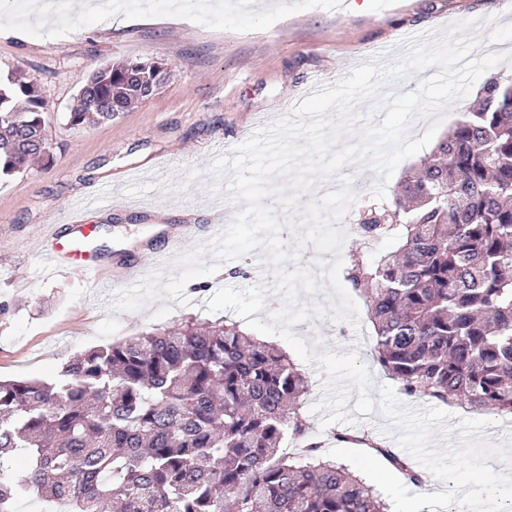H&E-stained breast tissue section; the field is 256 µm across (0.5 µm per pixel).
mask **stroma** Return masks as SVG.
<instances>
[{
    "label": "stroma",
    "mask_w": 512,
    "mask_h": 512,
    "mask_svg": "<svg viewBox=\"0 0 512 512\" xmlns=\"http://www.w3.org/2000/svg\"><path fill=\"white\" fill-rule=\"evenodd\" d=\"M112 0L130 22L107 26L103 18L68 13L38 19L19 32L0 30V74L38 84L44 100L48 160L0 183V378L53 381L61 366L88 348L151 328L206 318L207 299L219 288L249 287L246 278L199 276L188 281V305L157 300L134 311L115 312L121 289L116 268L135 260L142 275L163 270L162 225L206 223L216 202L232 221L242 204L224 197L225 181L208 170L211 160L246 141L260 126L284 114L314 91V80L334 82L378 54L395 55L417 33L459 20L495 16L505 0H370L366 11L347 0H197L192 18L173 23L165 0ZM152 58L170 77L154 97L120 119L74 127L67 115L92 72L105 65ZM109 185L121 208L89 211L97 225L88 244L114 270L100 283L82 268L48 275L42 270L44 225L65 221L70 208L96 185ZM359 327L328 319L294 326L306 341L326 349L357 352L374 386L392 385L374 359L375 331L366 301L354 294ZM311 389L302 407L311 436L323 448H356L361 435L405 456L395 433H383L380 414L356 423L321 427L311 407L321 396L315 365L300 363Z\"/></svg>",
    "instance_id": "1"
}]
</instances>
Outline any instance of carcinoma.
<instances>
[{"mask_svg":"<svg viewBox=\"0 0 512 512\" xmlns=\"http://www.w3.org/2000/svg\"><path fill=\"white\" fill-rule=\"evenodd\" d=\"M168 79L152 60L104 66L68 121L112 122ZM43 110L37 83L0 80V178L47 156ZM356 233L399 235L389 254L351 251L346 281L401 393L512 414V74L487 81ZM309 391L286 352L224 319L90 348L53 384L0 380V512L32 494L45 512L60 499L72 512H384L371 486L318 457L301 413ZM289 436L305 463L280 454Z\"/></svg>","mask_w":512,"mask_h":512,"instance_id":"cac0c4a2","label":"carcinoma"}]
</instances>
